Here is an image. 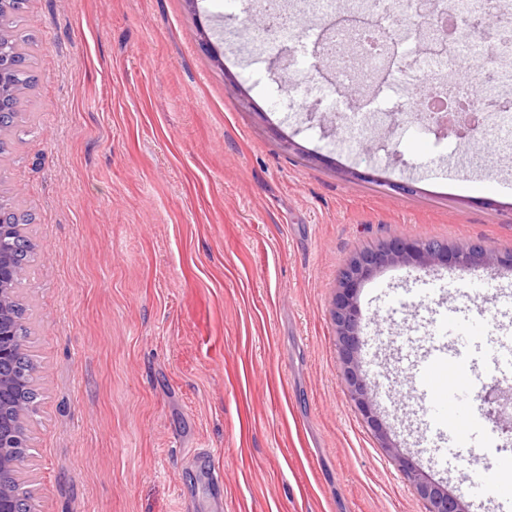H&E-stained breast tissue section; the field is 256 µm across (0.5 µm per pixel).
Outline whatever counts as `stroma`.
<instances>
[{"instance_id":"stroma-1","label":"stroma","mask_w":512,"mask_h":512,"mask_svg":"<svg viewBox=\"0 0 512 512\" xmlns=\"http://www.w3.org/2000/svg\"><path fill=\"white\" fill-rule=\"evenodd\" d=\"M252 0H27L37 82L0 159L34 216L22 290L40 398L33 512H426L363 421L332 306L342 268L394 237L512 252L499 143L346 137L230 43ZM512 271L390 265L358 292L360 358L392 439L429 479L500 477L497 446L446 452L407 353L445 309L512 336ZM207 449L223 488L195 466Z\"/></svg>"}]
</instances>
